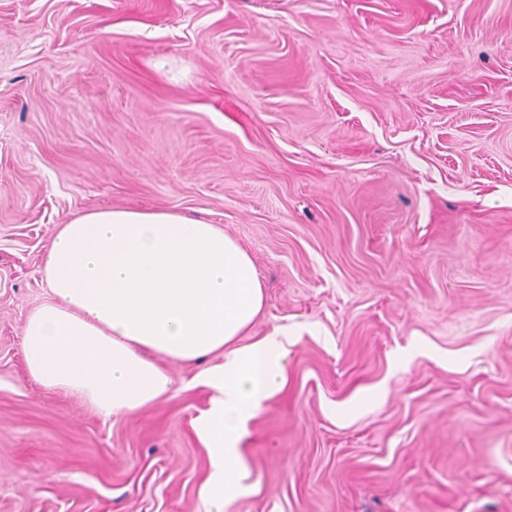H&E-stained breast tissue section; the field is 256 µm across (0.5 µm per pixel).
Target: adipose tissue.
Masks as SVG:
<instances>
[{"label":"adipose tissue","instance_id":"ef3b65f1","mask_svg":"<svg viewBox=\"0 0 512 512\" xmlns=\"http://www.w3.org/2000/svg\"><path fill=\"white\" fill-rule=\"evenodd\" d=\"M42 276L52 299L23 328L30 376L116 421L171 394L165 361L203 363L194 382L209 403L194 428L209 450L208 490H233L240 437L282 389L288 359L274 333L238 343L265 302L249 253L218 225L175 211L97 209L59 225ZM218 353L222 362L207 365Z\"/></svg>","mask_w":512,"mask_h":512}]
</instances>
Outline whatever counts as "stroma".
Instances as JSON below:
<instances>
[{
  "label": "stroma",
  "mask_w": 512,
  "mask_h": 512,
  "mask_svg": "<svg viewBox=\"0 0 512 512\" xmlns=\"http://www.w3.org/2000/svg\"><path fill=\"white\" fill-rule=\"evenodd\" d=\"M107 207L222 226L287 336L222 499L197 366L116 422L27 372ZM0 512H512V0H0Z\"/></svg>",
  "instance_id": "1"
}]
</instances>
